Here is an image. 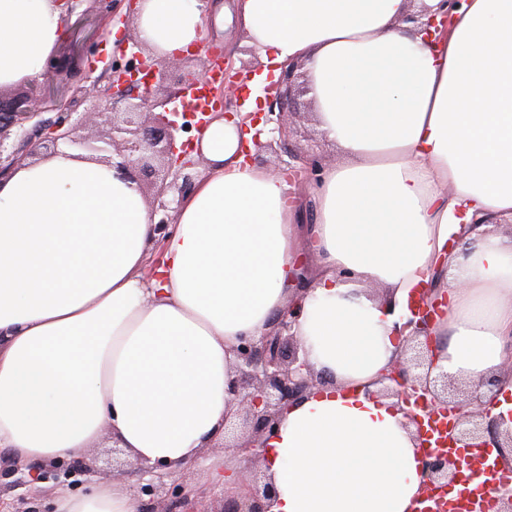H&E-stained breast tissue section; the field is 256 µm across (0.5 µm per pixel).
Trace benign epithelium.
Here are the masks:
<instances>
[{
    "mask_svg": "<svg viewBox=\"0 0 512 512\" xmlns=\"http://www.w3.org/2000/svg\"><path fill=\"white\" fill-rule=\"evenodd\" d=\"M92 8L105 19L116 15L124 0H90ZM145 46L137 36H129L113 58V82L104 90L90 74L83 75V85L75 90L72 102L77 103L97 93L99 104L95 115L99 122L90 125L74 116L68 106L62 107L52 119L42 118L37 110L42 81H28L25 90L13 97L0 94V179L21 159L23 152L32 151L37 144L57 148L59 142L96 156L102 162L111 157L123 159L119 169L124 176L143 190L145 184L153 187L154 201L151 216L162 243L171 234L173 224L170 212L192 192L194 184L187 174L182 176L178 195L169 197L175 183L169 180L173 169L184 170L193 165V140L181 143L182 132L197 133L208 126L207 117L181 109L184 97L199 85L211 66L209 58L152 59L144 55ZM96 46L82 43L77 49L47 60L46 80L60 77L70 79L82 71L83 59L95 53ZM256 67L246 63L238 70L224 64V96L232 98L237 92V81L242 72H253ZM298 65L279 67L277 80L265 88L269 111L258 112L254 119L261 123L255 129L254 142L258 151L271 153L273 167L288 176V183L302 188L312 182L320 171L322 160L312 143L300 148L305 155L302 166L294 168L283 161L288 152L291 125L297 111L294 96L306 91ZM125 100L123 116L113 111L111 100ZM445 269L434 271L431 283L419 291L420 305L410 299L408 313L403 316V328L410 330L405 337L403 351L390 366L386 384L378 394L396 398L407 408L410 422L419 437H425V419H433L435 404L441 403L454 413V422L448 427V442L457 448H497L500 459L507 458L505 449H512V431L501 429V416L490 415L495 406L491 396L499 379L488 377L481 382L485 394L466 388L448 396V382L452 377L438 364L437 352L428 336L432 312L430 296L444 278ZM296 309L279 313L270 332L259 340L244 339L236 349V377L230 385L232 403L241 417L245 433L232 445L248 466L238 472L236 484L241 492L224 499L219 512H271L275 489L271 482L258 485L257 467L264 460L263 438L271 433L288 406L302 400L314 388L324 384L314 374L305 350L298 343L292 327L298 318ZM424 485L446 487L457 478L459 463L447 455L423 452ZM91 470L86 463L53 462L30 467L36 480L66 482L75 487V476ZM150 479L136 490L138 499L148 498L139 512H214L200 498V492L186 478L179 477L166 483L173 475L165 464L140 467Z\"/></svg>",
    "mask_w": 512,
    "mask_h": 512,
    "instance_id": "benign-epithelium-1",
    "label": "benign epithelium"
}]
</instances>
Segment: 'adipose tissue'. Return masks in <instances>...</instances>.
Listing matches in <instances>:
<instances>
[{
	"label": "adipose tissue",
	"mask_w": 512,
	"mask_h": 512,
	"mask_svg": "<svg viewBox=\"0 0 512 512\" xmlns=\"http://www.w3.org/2000/svg\"><path fill=\"white\" fill-rule=\"evenodd\" d=\"M440 0H235L262 65L302 64L320 130L343 162L309 186L311 228L285 177L247 162L242 111L197 146L207 172L182 200L153 278L151 210L117 167L59 145L0 181V451L76 459L105 433L131 463L179 469L224 435L241 338L268 333L295 264L318 275L293 332L326 383L265 442L273 512H415L422 452L376 398L399 353L397 305L439 260L447 295L430 333L450 376L479 385L512 363V0H459L449 33L407 23ZM62 0H0V87L43 80ZM222 0H138L152 54L200 48ZM459 245L447 253L448 239ZM53 512H138L132 490H59Z\"/></svg>",
	"instance_id": "adipose-tissue-1"
}]
</instances>
